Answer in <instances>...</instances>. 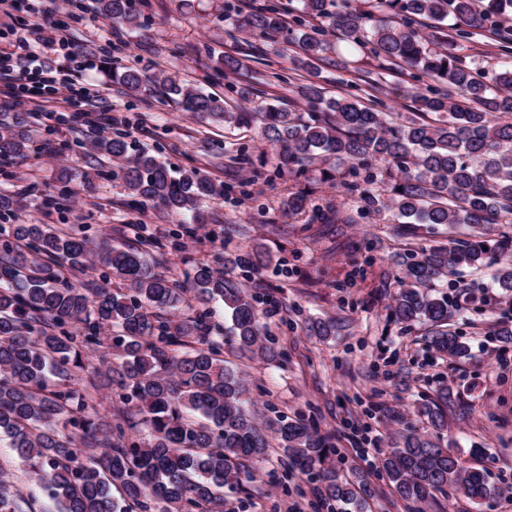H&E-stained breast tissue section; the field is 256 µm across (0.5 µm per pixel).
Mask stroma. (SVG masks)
Here are the masks:
<instances>
[{
  "mask_svg": "<svg viewBox=\"0 0 512 512\" xmlns=\"http://www.w3.org/2000/svg\"><path fill=\"white\" fill-rule=\"evenodd\" d=\"M75 14L59 20L77 34L72 52L55 53L62 78L84 86L87 109L109 111L122 117L123 132L133 149L158 151L173 166L202 168L224 186V197L212 203L215 215L207 225L209 241L196 244L181 230V217L157 206L139 210L128 207L122 181L112 179L109 160L97 156L89 141L75 130L57 136L65 150L52 160L39 154L15 160L12 179H0V189L16 191L31 186L28 207L19 223L42 222L64 228L81 227L87 235L111 242H127L130 224L143 222L158 241L154 257L160 270L183 278L190 260L223 268L225 257L259 247L269 252L271 264L259 271L238 272L251 292L265 295V332L283 362L266 363L241 358L225 345L224 358L246 376L257 421L272 427L279 419H299L321 435H329L337 449L341 469L363 471L376 497L373 512H406L385 476L377 470L383 450L400 432L430 434L418 407L441 386H448L453 404L445 445L463 455L482 449L481 465L500 495L477 505L462 495L443 499L427 512H512V341L498 337V330L512 327V312L499 309L490 273L480 276L484 287L479 301L453 318L451 325L469 344L471 359L452 361L433 350L424 326L404 328L392 323L388 306L398 289L401 254H420L422 248L447 240L442 226L424 225L413 230L396 225L391 214L370 217L356 224L337 220V213L363 210L362 194L345 195L320 182L294 178L279 171L274 151L257 132L227 130L174 110L157 99L141 100L124 93L107 78L101 63L107 56L109 35L99 26L93 0H82ZM223 0H158L145 30L126 38L121 63L165 71L194 83L203 91L227 94L229 86L250 88L251 102L273 95L294 100L295 79L281 86L268 84L271 70L286 66L283 55L267 51L264 60H253L246 71L208 79L214 64L206 55L243 46L246 36L218 22ZM512 38V17L505 27L485 23L469 40L459 41L452 53L478 68H499L505 56L504 40ZM90 55L94 66L80 70L71 53ZM330 94L341 95L358 78L379 80L380 91H368L367 100H382L395 112H408L409 96L416 83L408 68L357 53L346 69L321 71ZM248 144L245 158H238L237 144ZM69 170L75 201L68 210L46 206L59 187L62 170ZM306 191L305 212H284L289 194ZM333 318L342 327L322 339L309 331L312 320ZM370 448L363 458L362 448ZM242 487L225 490L227 512H317L314 485L300 474H287L286 459L272 448L268 461L250 469Z\"/></svg>",
  "mask_w": 512,
  "mask_h": 512,
  "instance_id": "stroma-1",
  "label": "stroma"
}]
</instances>
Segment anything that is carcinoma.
Segmentation results:
<instances>
[{"label":"carcinoma","mask_w":512,"mask_h":512,"mask_svg":"<svg viewBox=\"0 0 512 512\" xmlns=\"http://www.w3.org/2000/svg\"><path fill=\"white\" fill-rule=\"evenodd\" d=\"M142 0H94V9L127 33L147 27ZM369 8L340 9L336 0H299L285 12L280 0L244 7L224 0L223 22L262 39L295 48L293 71L310 79L297 87L306 109L262 101L238 112L175 76L104 61L112 82L128 95L158 98L213 125L256 129L275 149L277 166L314 174L347 192L348 177L369 170V211H390L400 224L478 229L471 239L450 238L405 256L403 276L389 307L390 320L429 327L431 346L451 358H469L448 319L465 309V296L480 285L459 281L456 295L437 290L451 273L494 268L502 297L512 304V62L487 74L451 52L429 49L415 25L426 18L449 42L470 38L483 22L512 8V0H370ZM393 12V19L380 14ZM352 49L416 70L423 83L414 111L401 115L368 105L355 93L328 96L320 65L340 61L330 37ZM263 53L249 45L216 58L222 75ZM454 88L456 97L442 91ZM91 147L115 162L130 203L158 205L193 224L212 219L208 204L224 198V185L199 167H174L151 151L130 155L118 131ZM38 150L36 140L9 116L0 117V161ZM154 237L137 231L135 244L95 240L52 224H11L0 232V433L48 490L58 512H224L216 489L234 487L263 461L271 445L259 427L245 376L228 368L215 337L229 332L235 348L277 361L281 353L262 339L261 300L205 261L191 264L190 279L205 310L179 314L186 288L156 270ZM264 253L247 251L228 263L242 270L264 265ZM215 303L227 328L214 321ZM98 354L100 366L83 362ZM88 372L85 392L71 387ZM108 380L118 408L96 409L95 395ZM436 436L401 433L380 459L395 494L425 512L440 495L460 494L477 503L503 491L483 468L466 465L441 444L448 425V387L419 407ZM288 465L319 484L320 498L348 512H368L370 484L336 467V448L297 420L274 428ZM10 474L0 469V512H21Z\"/></svg>","instance_id":"cac0c4a2"}]
</instances>
